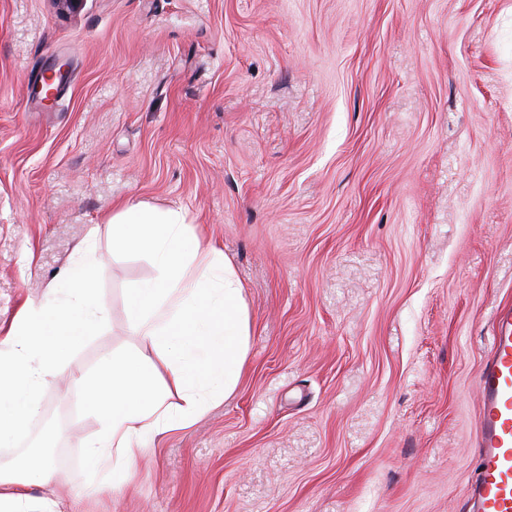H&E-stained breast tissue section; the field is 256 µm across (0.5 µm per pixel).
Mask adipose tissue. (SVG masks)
<instances>
[{"label": "adipose tissue", "mask_w": 512, "mask_h": 512, "mask_svg": "<svg viewBox=\"0 0 512 512\" xmlns=\"http://www.w3.org/2000/svg\"><path fill=\"white\" fill-rule=\"evenodd\" d=\"M115 246L149 254L156 277L129 294L130 330L146 337L154 357H113L82 379L100 413V433L86 444L92 473H109L117 489L138 462L141 442L191 426L238 387L248 360L250 314L230 263L200 243L181 212L139 202L111 219ZM178 394L179 405L169 397ZM46 467L0 469V508L7 512H59L58 497L32 501L28 488L50 481Z\"/></svg>", "instance_id": "ef3b65f1"}]
</instances>
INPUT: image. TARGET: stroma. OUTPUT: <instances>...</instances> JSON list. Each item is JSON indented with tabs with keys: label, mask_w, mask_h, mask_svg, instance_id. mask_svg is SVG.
Wrapping results in <instances>:
<instances>
[{
	"label": "stroma",
	"mask_w": 512,
	"mask_h": 512,
	"mask_svg": "<svg viewBox=\"0 0 512 512\" xmlns=\"http://www.w3.org/2000/svg\"><path fill=\"white\" fill-rule=\"evenodd\" d=\"M69 64L52 104L36 93ZM181 210L242 282L236 391L92 491L75 379L152 354L112 246ZM104 331L43 396L73 512H471L478 378L512 307V0H0V338L88 237Z\"/></svg>",
	"instance_id": "35a3bbf8"
}]
</instances>
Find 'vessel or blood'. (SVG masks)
<instances>
[{"label": "vessel or blood", "mask_w": 512, "mask_h": 512, "mask_svg": "<svg viewBox=\"0 0 512 512\" xmlns=\"http://www.w3.org/2000/svg\"><path fill=\"white\" fill-rule=\"evenodd\" d=\"M479 472L475 512H512V311L494 323L479 375Z\"/></svg>", "instance_id": "1"}]
</instances>
